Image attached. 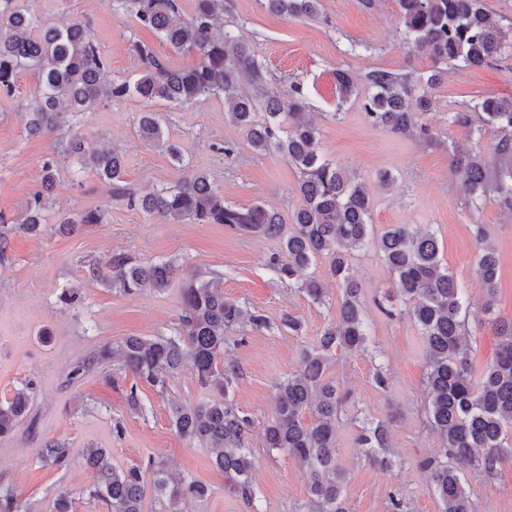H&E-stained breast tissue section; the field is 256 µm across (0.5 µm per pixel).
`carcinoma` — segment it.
Here are the masks:
<instances>
[{
	"mask_svg": "<svg viewBox=\"0 0 512 512\" xmlns=\"http://www.w3.org/2000/svg\"><path fill=\"white\" fill-rule=\"evenodd\" d=\"M118 9L131 14L138 25L153 31L159 42L175 52H188L198 62L173 69L152 47L134 43L142 63L138 78L102 80L106 60L90 29L80 21H48L28 0H0V91L12 92L16 77L26 71L39 75L35 97L25 108V129L30 135L50 133L61 126L67 112H85L134 94L184 107L202 97L224 100L227 119L246 130L251 148L274 150L300 174V204L286 221L261 204L240 207L203 174L186 173L172 187L156 188L131 203L143 212L170 223L222 224L232 231L252 233L279 241L269 266L283 280L323 258L341 295L339 315L317 341L303 349L300 368L277 384L274 416L265 427V447L284 452L305 470L309 485L308 512H347L343 507L347 472L338 463L336 421L346 398L327 376L336 352L364 350L368 325L361 288L351 265V251L372 244L393 276L396 292L410 303L407 311L420 331L426 361L427 426L442 442L441 454L421 462L440 512H470V492L461 478L467 470L491 476L512 459V317L491 319L499 341L495 356L474 377L468 362L465 337L467 306L464 289L440 257L439 243L418 225L395 224L374 234L373 199L366 184L346 166L325 157L318 125L302 119L303 88L294 84L288 98L259 91L248 93L242 79L255 86L268 84L267 71L254 51L232 31L224 29V0H195L186 20L179 0H115ZM402 39L411 48L426 51L437 63L426 77L374 69L358 77L336 69L339 103L355 97L367 121L395 134L420 142L432 141L427 114L432 103L427 94L414 96L418 84L431 88L441 81V65L462 62L488 65L512 51V29L503 30L486 11L484 0H397ZM319 0H265L275 14L291 17L318 14ZM497 132L492 143L495 167H489L480 145L448 148L453 170L463 174L462 195L472 209L491 196L512 210V97L477 95L467 110L448 113V124L468 126L472 114ZM159 112H143L138 132L147 145L164 150L176 162L181 149L170 141ZM69 154L81 167L94 168L109 180L117 194L125 161L115 150L87 152L84 137L70 134ZM56 180L54 161L42 163L40 187L26 202L18 229L38 235L52 208ZM479 244L475 270L485 296L484 309L494 308L498 261L485 242L488 229L476 225ZM89 272L101 285L126 296L147 291L161 293L176 276L170 263L133 264L124 258L94 261ZM297 292L323 305L327 292L310 277L295 284ZM267 328L266 318L250 313L224 297V282L194 273L180 289L179 327L170 336L131 337L100 350L92 362L112 360L136 378L164 390L169 379L185 368L194 371L201 386L213 393L195 407H171V425L189 441L205 444L213 462L224 472L226 488L249 503L255 499L254 462L244 433L249 420L229 399L236 372L220 364L226 333L244 326ZM33 400L32 387L15 392L0 403V438L14 432L26 418ZM310 411L313 421L302 420ZM368 460L390 463V435L383 422H365L356 437ZM44 465L61 468L73 456L71 449L53 442L39 450ZM84 465L93 475L86 489L89 498L102 502L107 512H141L146 479H151L161 512H183L187 501H203L209 487L199 480L176 477L160 463L117 469L105 448H84ZM0 512H25L9 488L0 486Z\"/></svg>",
	"mask_w": 512,
	"mask_h": 512,
	"instance_id": "1",
	"label": "carcinoma"
}]
</instances>
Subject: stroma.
Masks as SVG:
<instances>
[{"instance_id":"obj_1","label":"stroma","mask_w":512,"mask_h":512,"mask_svg":"<svg viewBox=\"0 0 512 512\" xmlns=\"http://www.w3.org/2000/svg\"><path fill=\"white\" fill-rule=\"evenodd\" d=\"M42 16L86 23L107 61L109 80H135L141 64L135 42L155 44L167 65L192 64L194 55L156 45L154 36L118 11L114 0H34ZM224 26L249 42L268 72L270 90L287 95L301 85L305 110L322 133V149L346 163L366 182L374 201L375 232L395 224H418L439 239L440 255L465 289L470 306L467 339L473 372L491 362L497 338L483 309L484 291L475 272L474 227L487 225L489 245L498 254L500 274L495 311L512 315V213L495 200L480 211H469L460 193L461 177L448 166L452 143H480L489 148L494 129L481 133L449 125L448 115L463 110L475 95L512 96V55L484 67L460 62L448 65L441 84L431 89L428 122L437 140L428 146L414 139L372 127L360 103H339L333 72L344 68L362 75L373 69L428 76L433 65L427 54L410 51L400 38L397 0H320L313 17L288 18L269 12L265 0H224ZM39 86L36 72L20 73L11 94L0 93V401L33 383L28 420L0 440V485L11 487L26 512H49L58 492H69L71 512H107L91 501L85 488L93 475L72 458L63 468L42 466L39 448L58 441L74 449H108L113 466L126 469L154 460L174 473L200 480L211 490L203 502L185 504L184 512H306V474L288 455L268 451L263 433L274 414L276 385L300 366L304 347L313 344L337 316L338 288H330L327 305L280 282L268 267L275 240L234 232L220 224H171L130 207L115 195L111 181L94 169H79L63 152L69 130L86 138L87 147L115 146L123 153V185L143 193L178 183L184 171L206 173L229 202L248 206L263 202L290 217L299 205V174L279 154H259L245 131L230 123L224 102L200 98L187 108L147 102L130 95L109 106L68 114L64 127L29 137L25 107ZM165 113L166 134L183 156L175 163L164 151L139 137L137 120L144 111ZM232 155H224V147ZM53 159L56 184L50 222L36 237L25 235L15 221L42 176L45 159ZM390 171L398 183L380 189L376 177ZM106 212L102 224L78 223L72 234H56L55 225L85 211ZM122 256L140 264L172 261L179 278L197 271L224 278V295L266 317L267 328L230 332L225 363L237 379L230 398L249 420L245 439L253 461L256 508L225 487L222 471L209 449L181 439L171 423V404L195 406L210 398L191 369H183L166 391H158L113 365H88L102 346L131 336L174 334L178 326L180 286L165 292L126 296L91 279L87 266ZM353 270L361 283L369 326V346L333 359L328 377L345 394V410L336 423L339 461L347 470L348 512H391V496H399L404 512H438L420 463L440 446L424 426L425 358L421 336L395 291L393 278L375 248L355 252ZM78 292L74 305L64 304V289ZM393 308L397 317L386 316ZM291 315L303 324L301 335L281 325ZM383 365L389 387L375 386L376 365ZM137 391L142 413L132 412L128 394ZM384 421L390 429L394 456L378 467L362 456L355 438L363 420ZM121 432H114V424ZM472 512H512V461L486 477L467 472Z\"/></svg>"}]
</instances>
